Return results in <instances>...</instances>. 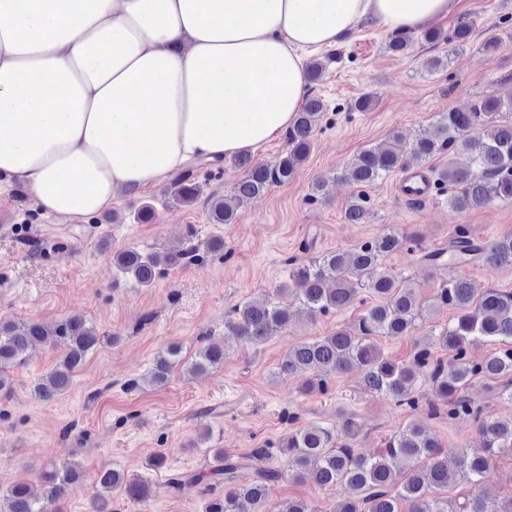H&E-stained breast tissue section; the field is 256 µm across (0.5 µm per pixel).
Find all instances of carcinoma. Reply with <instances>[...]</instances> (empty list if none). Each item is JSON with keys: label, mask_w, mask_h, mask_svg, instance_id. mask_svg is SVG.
Here are the masks:
<instances>
[{"label": "carcinoma", "mask_w": 512, "mask_h": 512, "mask_svg": "<svg viewBox=\"0 0 512 512\" xmlns=\"http://www.w3.org/2000/svg\"><path fill=\"white\" fill-rule=\"evenodd\" d=\"M475 22L469 17L457 20L451 33L428 28L422 39L428 44L441 42L457 53L470 45ZM413 39L406 33L389 36L386 50L394 55L411 51ZM335 59L312 60L307 65L309 82L319 80L327 64ZM324 111L323 101L307 96L293 125L286 131L287 149L275 162L255 163L245 152L233 157L236 168L243 171L231 195H212L207 200L208 218L213 224H232L239 208L265 193L270 187L290 180L311 150L317 122ZM393 141L378 143L360 151L348 162L344 178L359 187L371 186L398 168L436 154L448 153V166L437 171L435 183L448 186V208L467 212L486 208L497 201L512 200V89L504 97L479 98L463 109L442 112L419 130L409 150V157ZM463 154L466 162L453 159ZM173 185L184 203L199 197V185L192 173L175 175ZM370 208L365 194L353 195L345 209L351 224H363ZM197 231L188 226L184 239L167 251L164 257L130 248L113 255V266L119 274L141 287L155 281L161 264L188 267L203 260V255L224 250V241L196 242ZM407 245V239L388 229L375 238L349 251H330L308 264L298 265L289 275L290 284L282 287L291 293L307 321L349 309L365 306L356 323L338 328L328 336L301 341L279 365V375H303L301 390L323 392L327 380L354 367L363 370L361 383L365 390L393 400L397 405L415 407L413 387L419 369L427 367L436 396L445 410L430 406L434 416L445 414L448 423L472 421L478 425L484 441V453L464 454L458 465L467 483L476 488L489 480L492 457L512 453V420L502 422L482 417V408L466 394L475 378L499 384V395L512 400V292L496 288H479L469 279H452L443 284L434 297L422 304L414 287L402 284L382 261ZM448 265L476 263L486 266H512V235L479 242L471 237L465 224H457L448 242V250L422 255L435 266L443 257ZM441 309H452L455 315L431 341L418 347L413 361L403 363L384 355L375 343L376 336H406L415 322ZM293 315L267 298L247 300L233 307L224 321V334L265 339L286 330ZM491 339L496 348L474 362L468 348L475 342ZM103 340L94 326L80 316H71L47 330L36 321L15 322L0 319V394L12 392L11 370L24 362L28 350L50 344L62 350L56 367L33 385L32 392L43 401L65 393L71 386L87 355ZM448 352V359L433 358L431 347ZM202 373L224 364V346L209 342L196 352L194 359L184 361L181 349L171 345L161 350L150 371L151 382L168 383L180 365ZM358 428L346 418L342 430L335 426L308 425L292 430L279 443L281 454L291 474L301 479L312 478L324 487L340 485L346 496L336 502L333 512H399V502L409 504L410 512H512V500L499 505L480 494H469L457 506L448 503L441 490L448 486V455L441 454L435 438L419 424L411 422L394 433L385 447L371 456L355 448ZM269 451L254 448L245 456L224 455L216 448L213 465L207 469L175 474L167 479L168 487L177 492L200 488L210 490L212 480L224 481V496L212 499L206 512H240L239 501L253 504L262 501L268 488L277 482L281 470L266 465ZM249 474L247 481L241 474ZM82 473L76 464L53 466L42 475L44 493L64 499L80 486ZM95 482L108 492L119 489L126 498L141 502L151 496L148 484L139 478H127L112 468L97 473ZM0 512H41L28 481L13 482L0 493Z\"/></svg>", "instance_id": "1"}]
</instances>
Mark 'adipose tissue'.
<instances>
[{"instance_id":"ef3b65f1","label":"adipose tissue","mask_w":512,"mask_h":512,"mask_svg":"<svg viewBox=\"0 0 512 512\" xmlns=\"http://www.w3.org/2000/svg\"><path fill=\"white\" fill-rule=\"evenodd\" d=\"M458 0H0V177L67 221L263 146L305 57L366 20L418 33Z\"/></svg>"}]
</instances>
